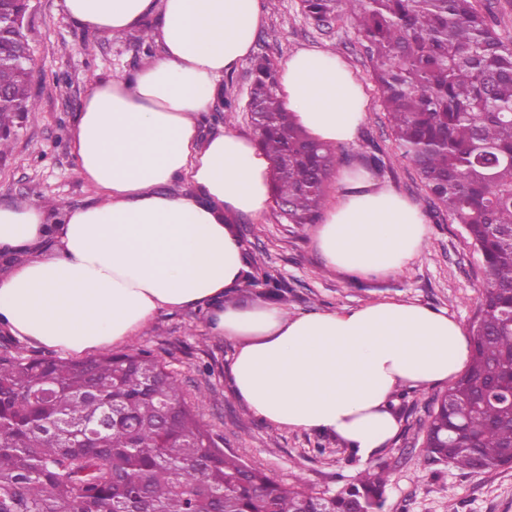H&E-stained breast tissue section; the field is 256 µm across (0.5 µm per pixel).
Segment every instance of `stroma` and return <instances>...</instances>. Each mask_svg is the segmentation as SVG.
<instances>
[{
    "instance_id": "obj_1",
    "label": "stroma",
    "mask_w": 512,
    "mask_h": 512,
    "mask_svg": "<svg viewBox=\"0 0 512 512\" xmlns=\"http://www.w3.org/2000/svg\"><path fill=\"white\" fill-rule=\"evenodd\" d=\"M261 2L263 24L253 55L268 56L277 66L300 49L331 50L342 57L364 88L369 106L355 143L339 148L336 168L358 165L368 142H375L382 149L379 179L418 206L429 233L423 251L403 271L352 279L324 267L315 245V225L288 223L274 206L261 219L236 221L249 265L287 285L283 308L291 314L396 300L446 311L464 332H471L485 282L480 257L460 225L428 208L415 169L395 151L371 80L370 60L351 25L317 27L304 17L299 0ZM58 3L29 0L25 34L33 57L30 93L39 110L29 115L0 156V206L49 199L70 208L90 198L70 151L72 120L90 79L120 76L141 62L146 52L137 34L100 36L72 23ZM250 85L248 64L225 74L221 95L235 100L238 109L214 112L213 127L254 135L245 109ZM121 349L151 352L176 377L220 448L283 485L301 483L312 492L332 494L367 467L380 466L388 473L383 512H512V466L471 473L449 464L427 463L423 428L442 385L398 391L393 408L400 430L387 448L363 462L336 438L254 417L231 392L233 346L211 335L204 312L160 313Z\"/></svg>"
}]
</instances>
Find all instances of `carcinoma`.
I'll list each match as a JSON object with an SVG mask.
<instances>
[{
	"instance_id": "obj_1",
	"label": "carcinoma",
	"mask_w": 512,
	"mask_h": 512,
	"mask_svg": "<svg viewBox=\"0 0 512 512\" xmlns=\"http://www.w3.org/2000/svg\"><path fill=\"white\" fill-rule=\"evenodd\" d=\"M318 26L349 23L372 64L395 148L435 211L461 225L486 273L474 354L434 401L428 461L512 465V41L491 0H300ZM0 65V128L38 111L24 35ZM248 110L272 157L275 202L314 224L337 148L311 140L252 61ZM281 301L288 288L248 271ZM388 475L367 469L333 495L284 487L218 448L150 352L84 361L0 349V512H382Z\"/></svg>"
}]
</instances>
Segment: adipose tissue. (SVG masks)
<instances>
[{
	"mask_svg": "<svg viewBox=\"0 0 512 512\" xmlns=\"http://www.w3.org/2000/svg\"><path fill=\"white\" fill-rule=\"evenodd\" d=\"M104 37L157 17L156 53L86 89L70 132L93 195L48 221L43 203L0 207V329L74 355L127 342L162 311L203 310L234 344L236 398L258 418L338 439L370 459L397 436L393 397L454 378L469 357L445 311L402 301L291 316L229 301L247 265L236 218L273 201L272 160L258 140L205 127L224 76L245 62L261 0H61ZM277 97L314 140L355 142L368 99L334 52L301 49ZM187 190L177 192L176 182ZM428 226L414 204L367 170H344L317 230L326 268L356 277L403 270Z\"/></svg>",
	"mask_w": 512,
	"mask_h": 512,
	"instance_id": "ef3b65f1",
	"label": "adipose tissue"
}]
</instances>
